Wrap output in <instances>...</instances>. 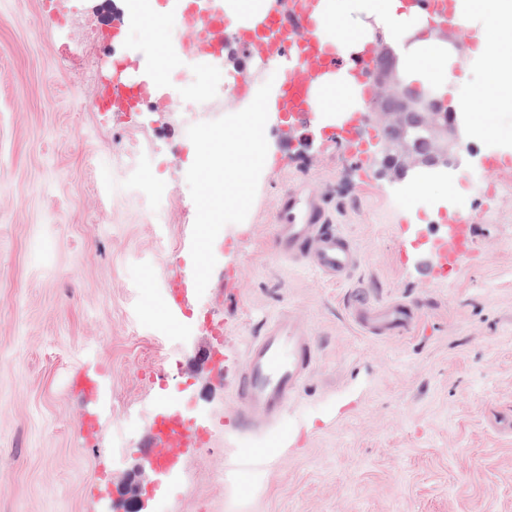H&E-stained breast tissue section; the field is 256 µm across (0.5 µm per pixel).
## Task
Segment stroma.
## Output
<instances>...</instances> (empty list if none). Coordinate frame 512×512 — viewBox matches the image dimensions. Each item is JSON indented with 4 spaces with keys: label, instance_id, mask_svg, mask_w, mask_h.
<instances>
[{
    "label": "stroma",
    "instance_id": "35a3bbf8",
    "mask_svg": "<svg viewBox=\"0 0 512 512\" xmlns=\"http://www.w3.org/2000/svg\"><path fill=\"white\" fill-rule=\"evenodd\" d=\"M129 0H0V512H125L100 487L139 464L150 429L153 375L180 402L227 413L245 346L265 321L294 312L316 341L318 368L284 415L298 446L243 453L227 435L190 459L169 488L145 485L143 512H512V152L491 150L475 127L512 124L478 95L463 152L447 182L399 191L378 176L375 130L359 147L335 129L285 120L240 224L224 167L200 169L206 137L242 128L183 123L195 90L224 92L221 61L161 70V48L188 46L172 25L125 20ZM160 73V99L134 112L95 103L111 85L115 46ZM493 191L482 186L489 162ZM310 181L360 263L341 285L284 264L271 247L273 205ZM210 192L216 236L203 231ZM474 222L469 248L444 267L451 215ZM209 266L195 315L225 323L223 375L199 361L211 338L174 332L162 317L164 278ZM403 300L417 325L367 335L355 296ZM186 358L189 378L174 370ZM98 362L112 415L92 437L72 368Z\"/></svg>",
    "mask_w": 512,
    "mask_h": 512
}]
</instances>
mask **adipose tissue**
I'll list each match as a JSON object with an SVG mask.
<instances>
[{"label":"adipose tissue","instance_id":"adipose-tissue-1","mask_svg":"<svg viewBox=\"0 0 512 512\" xmlns=\"http://www.w3.org/2000/svg\"><path fill=\"white\" fill-rule=\"evenodd\" d=\"M457 13L478 32L471 60L459 61L452 48L440 40L424 39L405 45L407 35L427 25L418 10L402 11L400 0H321L315 31L330 44L337 57L349 59L362 44L382 35L399 46L401 69L412 81L431 84L437 91H451L467 103L477 93L490 94L498 111L512 113V0H456ZM317 124L339 126L362 106L359 86L347 69L327 74L313 91ZM248 129L246 139L225 137L223 144L204 148L201 166L223 159L227 182L251 189L274 158L268 130L279 120L278 109L238 112Z\"/></svg>","mask_w":512,"mask_h":512}]
</instances>
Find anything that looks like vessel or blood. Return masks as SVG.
Segmentation results:
<instances>
[{
	"label": "vessel or blood",
	"instance_id": "1",
	"mask_svg": "<svg viewBox=\"0 0 512 512\" xmlns=\"http://www.w3.org/2000/svg\"><path fill=\"white\" fill-rule=\"evenodd\" d=\"M403 2L407 7L427 10L436 24H464L455 14L452 0ZM318 6L319 0H286L283 8L256 20L255 29L264 31L266 37L253 43L250 53L232 71L237 88L231 108H240L245 103L251 111L261 112L273 103L289 117L305 120L311 116L314 86L340 67L332 50L314 35ZM131 19L155 31L172 21L184 25L191 34L193 49L188 52L180 47L167 48L163 59L173 66L189 58L209 64L223 54L224 31L230 26L223 0H140ZM378 55L377 45L366 44L350 67L368 104L382 95L381 88L365 75ZM267 56L277 57L281 62L277 95L272 100L253 95L247 80L254 62ZM134 71L131 58L114 59L112 75L117 82L112 91L103 93L102 102L120 99L125 90L120 78ZM275 220L274 249L280 260L306 265L333 284L347 280L358 266L360 257L352 241L328 224L324 196L316 185L302 182L281 192L275 204ZM471 222V215L461 213L449 225L448 261H455L459 250L465 247ZM205 278L201 267L194 274L174 277L163 297V316L167 321L182 326L192 321V300ZM354 313L361 328L376 336L404 330L417 319L414 306L404 301L378 304L359 299L354 303ZM207 328L216 346L203 352L202 358L218 373L222 370L219 345L224 341V326L211 322ZM316 367L315 341L309 328L286 310L266 321L262 334L244 350L241 369L233 383L236 406L224 416H199L184 411L165 392L160 379H153L155 409L151 430L139 443L142 462L162 482L178 473L198 449L209 446L217 434L275 428ZM71 383L92 403L83 416L82 429L95 433L108 402V383L99 369L87 365L73 373Z\"/></svg>",
	"mask_w": 512,
	"mask_h": 512
}]
</instances>
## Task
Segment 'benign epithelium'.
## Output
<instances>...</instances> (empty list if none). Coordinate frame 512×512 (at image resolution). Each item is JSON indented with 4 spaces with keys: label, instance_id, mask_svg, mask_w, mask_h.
<instances>
[{
    "label": "benign epithelium",
    "instance_id": "obj_1",
    "mask_svg": "<svg viewBox=\"0 0 512 512\" xmlns=\"http://www.w3.org/2000/svg\"><path fill=\"white\" fill-rule=\"evenodd\" d=\"M398 57L390 46L383 47L381 64L375 66L371 75L375 82L386 89V94L377 101L372 115L365 116L364 125L383 124L388 120L400 126L399 136L392 140L383 135L376 143L377 164L380 174L392 181L404 177L407 169L400 170L394 176L393 167L403 160H418L426 166H435L442 170H457L467 164L461 153L462 133L454 121V109L444 98L424 97L422 90L403 84L397 77ZM419 120L431 122L432 147L428 151L407 138V129ZM145 468L139 466L127 472L120 487L130 512H139L141 494L144 487Z\"/></svg>",
    "mask_w": 512,
    "mask_h": 512
}]
</instances>
